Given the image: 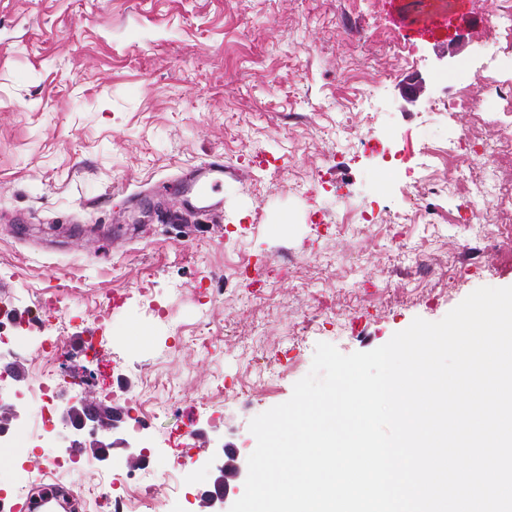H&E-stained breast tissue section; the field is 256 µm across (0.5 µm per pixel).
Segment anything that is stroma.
Wrapping results in <instances>:
<instances>
[{"label":"stroma","mask_w":512,"mask_h":512,"mask_svg":"<svg viewBox=\"0 0 512 512\" xmlns=\"http://www.w3.org/2000/svg\"><path fill=\"white\" fill-rule=\"evenodd\" d=\"M398 5L0 0V336L20 337L29 385L41 336L90 346L58 383L84 381L123 413L126 447L69 474L74 496L140 447L150 454L123 482L143 512H217L205 493L223 446L239 450L233 502L250 420L291 397L317 343L370 351L479 287L512 286V224L457 221L512 179V161L440 156L429 223L399 222L423 151L497 127L429 109L455 92L438 56H473L486 33L477 0L409 31L391 22ZM216 157L214 210L181 186ZM351 207L376 223L333 225ZM462 246L475 263L457 276ZM135 396L152 412L138 425L125 416ZM187 427L207 441L187 461L198 482L179 484L173 438Z\"/></svg>","instance_id":"stroma-1"}]
</instances>
